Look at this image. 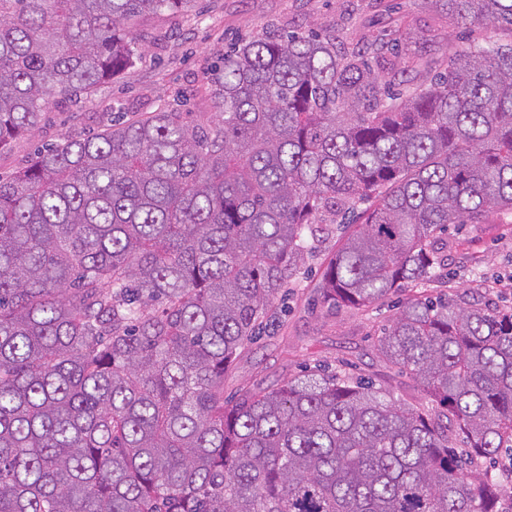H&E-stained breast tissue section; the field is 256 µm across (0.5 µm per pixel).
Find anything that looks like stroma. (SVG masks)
I'll list each match as a JSON object with an SVG mask.
<instances>
[{
    "label": "stroma",
    "mask_w": 512,
    "mask_h": 512,
    "mask_svg": "<svg viewBox=\"0 0 512 512\" xmlns=\"http://www.w3.org/2000/svg\"><path fill=\"white\" fill-rule=\"evenodd\" d=\"M270 27L303 34L336 28L353 43L396 38L411 44L423 63L441 58L450 48L507 40L505 33L491 27L449 22L423 0H193L188 11L139 18L135 28L141 46L133 66L79 102L53 100L37 134L18 138L0 153V177L8 179L24 170L37 149L92 133L102 121L123 113L166 108L196 121L208 99L212 62L231 43L260 36ZM451 241L449 297L511 308L512 216L489 213L484 223L463 226ZM335 248V240L324 243L310 262L311 273L283 289L286 314L225 374V397L325 364L342 374L372 379L401 402L426 406L424 392L377 353L376 338L390 302L364 312L313 309L316 286ZM476 272L486 280L485 288H474Z\"/></svg>",
    "instance_id": "35a3bbf8"
}]
</instances>
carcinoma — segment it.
I'll return each instance as SVG.
<instances>
[{
	"label": "carcinoma",
	"instance_id": "cac0c4a2",
	"mask_svg": "<svg viewBox=\"0 0 512 512\" xmlns=\"http://www.w3.org/2000/svg\"><path fill=\"white\" fill-rule=\"evenodd\" d=\"M187 0H0V152L132 66L129 21ZM512 37V0H435ZM242 40L209 110L37 151L0 179V512H512V310L407 299L377 339L423 412L312 373L224 404V372L318 244L365 310L436 283L448 227L512 215V43ZM375 61L387 71L372 69Z\"/></svg>",
	"mask_w": 512,
	"mask_h": 512
}]
</instances>
